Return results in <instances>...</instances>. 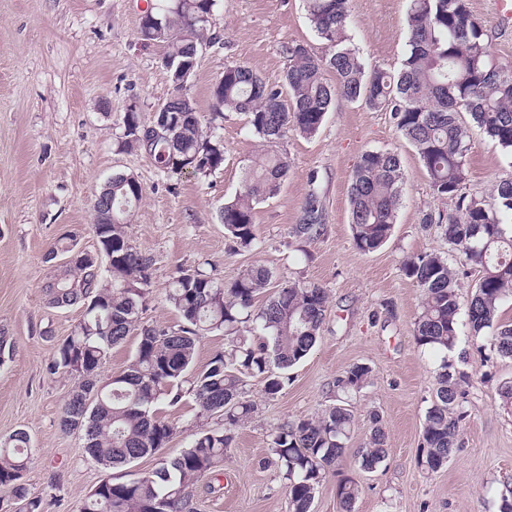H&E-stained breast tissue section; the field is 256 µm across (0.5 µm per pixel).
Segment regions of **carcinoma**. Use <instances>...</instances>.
I'll list each match as a JSON object with an SVG mask.
<instances>
[{
  "mask_svg": "<svg viewBox=\"0 0 512 512\" xmlns=\"http://www.w3.org/2000/svg\"><path fill=\"white\" fill-rule=\"evenodd\" d=\"M349 3L303 0L323 52L301 43L288 47L284 85L290 108L282 103V91L267 85L252 67L225 66L211 91L212 111L218 117L226 112L245 114L259 149L248 159L239 193L224 202L219 218L238 249H256L254 208L278 193L288 172V157L277 150L288 131L314 135L338 96L391 112L396 130L415 148L434 194L455 201L453 211L426 213L422 223L443 230L463 269L480 272L464 303L448 258L421 253L401 264L406 278L422 290L416 344L441 355L419 460L435 472L459 451L466 418L468 375L450 358L460 311H465L474 339L512 359V323L498 318L501 302L512 298V174L494 184L492 205L462 192L468 128L460 117L469 114L501 151L512 156V67L495 62L491 39L471 15L468 0H411L408 50L394 76L367 65L351 46L346 29ZM216 5L217 0H163L140 17L142 39L165 47L163 64L175 94L163 106L160 134L148 143L142 138L139 113L127 109L118 147L144 155L162 172L187 168L206 177L224 163V143L204 128L183 79L185 72H194L203 45L213 40L210 18ZM326 71L336 76V83L326 82ZM404 180L398 154H361L349 188L353 241L360 251L373 252L390 237ZM104 191L107 208L93 209L91 228L100 251L112 250V264L102 269L73 262L54 270L43 284L51 306L83 307V319L57 346L49 365L51 373L72 381L60 426L81 434L88 458L106 470L128 466L168 442L173 428L157 416L163 401L176 406L190 395L198 416L217 417L224 428L199 432L179 455L159 458L156 468L140 478L102 480L85 497L81 512H195V489L215 476L233 440L232 431L254 413L244 377L261 376L264 394H279L288 384L285 371L316 344L328 294L319 285L292 282L279 286L256 310V299L269 290L272 277L264 266L251 265L231 282L200 269H181L166 290V301L181 318L179 328L143 324L139 313L149 304L152 259L131 245L128 222L144 189L134 176L118 174ZM322 230L323 207L312 192L292 232L311 239ZM76 247V241L64 235L49 251L48 261L69 256ZM214 331L226 333L229 351L216 353L206 369L195 373L197 345ZM132 334L138 343L127 368L101 381L99 367L112 348ZM371 377L370 367L351 366L336 378L335 403L314 418L287 421L269 434L271 461L288 481L289 512H311L316 492L330 472L339 476L340 512H352L360 488L340 471L354 425L347 398L360 392ZM90 387L97 397L86 408ZM371 423L368 442L355 454L365 472L376 470L388 457L379 415H373ZM29 447L30 437L23 430L0 442V486L11 489L14 500L24 505L23 512H44L43 500L30 497L24 482Z\"/></svg>",
  "mask_w": 512,
  "mask_h": 512,
  "instance_id": "obj_1",
  "label": "carcinoma"
}]
</instances>
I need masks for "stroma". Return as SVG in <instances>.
<instances>
[{
    "mask_svg": "<svg viewBox=\"0 0 512 512\" xmlns=\"http://www.w3.org/2000/svg\"><path fill=\"white\" fill-rule=\"evenodd\" d=\"M148 2L0 0V332L15 343L11 360L0 365V440L19 429L30 435L24 477L30 495L43 499L45 512H80L86 494L107 476L88 459L81 436L60 426L71 382L49 371L56 346L83 310L52 307L42 285L51 271L46 255L61 235L97 250L93 203L113 175L130 174L145 189L129 221L130 240L153 261L142 321L180 325L165 301L180 269L199 267L228 282L259 263L273 285L316 284L329 297L317 342L289 368L284 389L269 398L260 378H248L255 411L234 429L214 492L198 490V512H288V482L267 461L268 435L283 421L318 415L334 398L337 376L355 364L371 366L374 377L353 398L355 422L341 466L360 485L353 512H498L502 492L512 486V411L497 387L512 379V360L477 349L467 325H460L453 353L469 375L461 450L435 472L418 462L438 361L415 343L421 290L401 263L413 254H447L441 231L421 219L451 211L453 200L436 197L389 112L340 97L314 136L292 132L283 140L288 173L279 193L255 208L258 248L234 251L219 210L239 192L257 140L244 114L213 118L211 88L230 63L248 64L268 85L282 87L288 46L304 43L318 52L322 45L302 0H219L211 19L217 41L200 53L188 93L223 140L224 164L205 178L165 173L117 148L126 108L135 107L147 123L174 93L163 47L144 43L138 31ZM409 8L410 0H351L348 34L367 65L399 72ZM469 9L488 31L496 62L512 66V30L499 26L488 0H469ZM382 149L399 155L406 181L390 239L364 253L353 242L349 187L359 156ZM510 174L512 161L470 126L463 192L490 196ZM312 192L323 206V231L300 239L291 228ZM374 413L387 435L388 458L366 473L355 453L370 436ZM159 414L173 428L161 450L168 457L199 431L223 426L198 417L189 398L160 404Z\"/></svg>",
    "mask_w": 512,
    "mask_h": 512,
    "instance_id": "obj_1",
    "label": "stroma"
}]
</instances>
